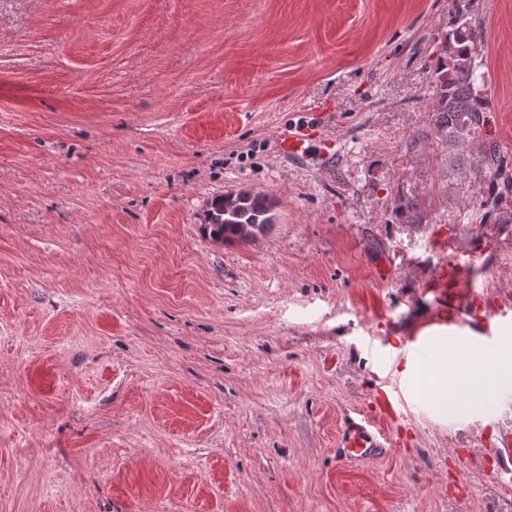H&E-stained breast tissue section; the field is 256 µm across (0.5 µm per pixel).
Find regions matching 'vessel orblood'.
<instances>
[{"label": "vessel or blood", "instance_id": "1", "mask_svg": "<svg viewBox=\"0 0 512 512\" xmlns=\"http://www.w3.org/2000/svg\"><path fill=\"white\" fill-rule=\"evenodd\" d=\"M464 275L458 265H441L427 282V291L439 300L437 310L412 328L407 341L397 347L385 366L397 368L402 362L424 360L437 340H466L473 352L490 348L497 339L500 317L505 316L512 302L502 301L500 308L478 316L470 308L474 289L464 288ZM376 410L360 413L350 420L344 431L343 456L349 461H361L382 455L395 441L392 425L407 409L405 388L393 383L390 390L381 391L376 398ZM494 473L512 470V432L500 433L493 455Z\"/></svg>", "mask_w": 512, "mask_h": 512}]
</instances>
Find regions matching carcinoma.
<instances>
[{"instance_id":"carcinoma-1","label":"carcinoma","mask_w":512,"mask_h":512,"mask_svg":"<svg viewBox=\"0 0 512 512\" xmlns=\"http://www.w3.org/2000/svg\"><path fill=\"white\" fill-rule=\"evenodd\" d=\"M482 31L469 21L460 23L440 42L434 71V133L450 167H471L488 174L494 190L475 203L481 224L512 223V170L500 146L479 141L484 125L482 74L477 62ZM469 147V155L460 153ZM275 202L260 192L240 191L216 198L205 213V227L216 242L247 241L275 223Z\"/></svg>"}]
</instances>
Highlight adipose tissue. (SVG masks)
Returning <instances> with one entry per match:
<instances>
[{"label": "adipose tissue", "instance_id": "adipose-tissue-1", "mask_svg": "<svg viewBox=\"0 0 512 512\" xmlns=\"http://www.w3.org/2000/svg\"><path fill=\"white\" fill-rule=\"evenodd\" d=\"M491 367L476 364L464 349L447 351L440 346L425 373L424 394L441 413H459L474 403L485 402L512 383V353L491 354Z\"/></svg>", "mask_w": 512, "mask_h": 512}]
</instances>
